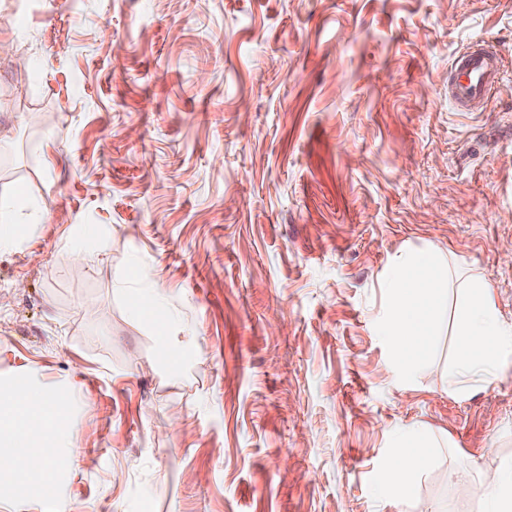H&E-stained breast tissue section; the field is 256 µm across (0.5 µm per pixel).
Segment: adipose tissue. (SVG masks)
Returning a JSON list of instances; mask_svg holds the SVG:
<instances>
[{
	"label": "adipose tissue",
	"mask_w": 512,
	"mask_h": 512,
	"mask_svg": "<svg viewBox=\"0 0 512 512\" xmlns=\"http://www.w3.org/2000/svg\"><path fill=\"white\" fill-rule=\"evenodd\" d=\"M24 197L20 188L0 195V252L14 249L19 240L37 230L36 224L16 219ZM448 274V257L443 252L430 247L403 249L395 254L381 281L389 299L381 330L404 368L423 364L430 353V338L442 323ZM127 295L132 314L156 325L161 334V367L178 373L186 350L196 340L169 335L177 318L167 304L166 292L131 288ZM459 344L462 354L450 385L460 396L467 395L472 385L496 381L501 355L512 352V325L500 321L492 288L477 277L464 284ZM71 405L69 395L43 385L38 371L0 380V512H13L18 494L30 496L36 505H49L51 512H72L61 490L78 458L68 427ZM394 445L401 450L403 464L390 475L388 495L397 503L412 495L416 477L430 463V450L438 442L424 423L414 422L398 429Z\"/></svg>",
	"instance_id": "adipose-tissue-1"
}]
</instances>
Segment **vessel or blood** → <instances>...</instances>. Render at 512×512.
I'll use <instances>...</instances> for the list:
<instances>
[{
    "instance_id": "b4317fda",
    "label": "vessel or blood",
    "mask_w": 512,
    "mask_h": 512,
    "mask_svg": "<svg viewBox=\"0 0 512 512\" xmlns=\"http://www.w3.org/2000/svg\"><path fill=\"white\" fill-rule=\"evenodd\" d=\"M502 78V58L484 40L458 52L448 67V100L458 110L490 99Z\"/></svg>"
}]
</instances>
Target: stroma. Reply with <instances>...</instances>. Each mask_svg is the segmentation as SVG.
I'll return each mask as SVG.
<instances>
[{
    "label": "stroma",
    "mask_w": 512,
    "mask_h": 512,
    "mask_svg": "<svg viewBox=\"0 0 512 512\" xmlns=\"http://www.w3.org/2000/svg\"><path fill=\"white\" fill-rule=\"evenodd\" d=\"M478 39L504 77L459 112L448 66ZM0 41V193L47 211L0 253V376L75 392L74 512H483L512 355L452 392V280L404 376L380 283L432 246L512 323V0H0ZM77 224L102 269L65 246ZM140 275L199 338L178 375L129 309ZM415 421L446 445L398 505Z\"/></svg>",
    "instance_id": "1"
}]
</instances>
